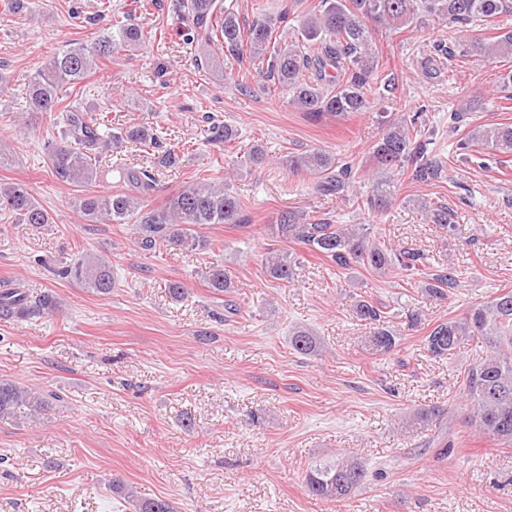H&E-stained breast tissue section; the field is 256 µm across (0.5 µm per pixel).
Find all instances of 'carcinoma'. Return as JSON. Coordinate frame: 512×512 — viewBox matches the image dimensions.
I'll list each match as a JSON object with an SVG mask.
<instances>
[{"instance_id":"1","label":"carcinoma","mask_w":512,"mask_h":512,"mask_svg":"<svg viewBox=\"0 0 512 512\" xmlns=\"http://www.w3.org/2000/svg\"><path fill=\"white\" fill-rule=\"evenodd\" d=\"M174 9L185 26L179 30L183 44L190 49L197 67L224 77V58L243 60V52L262 78L282 88L288 102L314 118L331 115L345 118L362 112L368 93L382 81L378 53L371 25L393 28L421 25L438 20L450 28L468 33L462 53L486 62L512 56V30L489 42L476 33L482 22L512 13V0H321L318 8L288 24L289 12L273 9L241 30L238 13L223 0H174ZM145 43L142 29L118 13L112 26L91 42L73 41L53 54L21 90L20 102L26 112L55 114L54 125L60 139L45 142L48 168L55 179L67 185L88 187L115 172L121 188L106 194H85L72 201L73 209L90 224H132L134 244L144 252L155 253L163 246L190 251H206L213 243L204 229L211 224L247 226L238 199L228 184L187 182L167 197L160 207H148L157 190V180L147 169L130 167L119 155L106 159L112 145L135 142L158 152L157 162L173 168L179 163L175 146L161 141L154 129L129 126L112 131L108 112L95 110L79 99H68L67 90L87 78L105 61L120 52L135 51ZM218 46L221 52L213 50ZM213 143L228 145L238 139L237 130L221 120L204 116ZM418 115L391 124L372 152L374 170L379 173L371 184V194L362 200L370 210L391 203V174L407 169L414 183L428 184L439 167L425 158L427 143L416 133ZM491 145L512 153V124L479 125L467 132L460 148ZM282 164L292 173L312 179L321 195H348L356 190V171L339 164L336 155L311 150L286 155ZM429 221L450 234L456 225L443 205L429 206L421 201ZM0 212L16 217L22 224H48L50 215L25 183H0ZM279 239L302 244L309 252L340 269L354 266L384 273L393 268L417 275L426 266L421 251L394 248L371 237L367 224H335L299 211H284L267 225ZM301 261L290 252L271 254L261 261L263 273L271 281L291 283ZM58 275L78 282L96 295L112 293V265L104 257L88 253L73 264L58 269ZM215 295L232 292V277L217 260L202 273ZM457 286L451 273L437 274L425 283L435 298L447 296L445 289ZM18 288L0 291V316L28 322L56 309L52 294L45 292L24 299ZM356 316L370 327L368 344L378 354L389 353L397 344V334L385 325L383 306L368 300L356 304ZM289 346L298 354L312 355L319 349L314 331L300 327L289 336ZM434 357L452 355L463 349L476 353L475 362L464 375L465 422L481 435L500 445L512 446V290L471 309L460 318L437 321L424 339ZM59 399L0 380V418L20 410L43 411L49 400ZM367 470L362 463L342 458L316 464L304 476L309 496L327 502H340L363 484ZM112 493L124 500L129 512H176L165 497L143 498L123 480L115 477Z\"/></svg>"}]
</instances>
